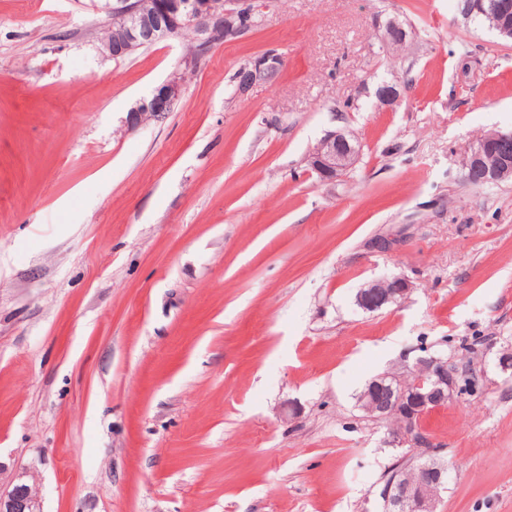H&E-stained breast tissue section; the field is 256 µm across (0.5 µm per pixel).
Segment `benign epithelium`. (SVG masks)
<instances>
[{"label":"benign epithelium","mask_w":512,"mask_h":512,"mask_svg":"<svg viewBox=\"0 0 512 512\" xmlns=\"http://www.w3.org/2000/svg\"><path fill=\"white\" fill-rule=\"evenodd\" d=\"M109 14L118 27L107 25L100 36L102 52L113 60L125 58L143 48L182 37L189 32L197 44L194 54L185 55L182 65L194 70L214 43L233 39L245 30L239 0H110ZM407 31L394 22L382 34L390 47H402ZM283 58L268 51L240 68L235 77L237 91L244 92L260 80L281 69ZM183 81L167 79L154 92L140 99L127 113L125 125L136 130L151 120L172 111L180 99ZM496 157L493 167L485 163V150ZM359 157L357 141L344 133H327L308 155V165L323 181H333L352 168ZM512 177V130L485 134L481 146L474 148L462 164V178L480 187ZM411 282L402 276L373 280L357 295V305L368 312L406 299ZM457 370L441 356L419 360V369L411 377L386 375L371 380L359 398L361 408L379 420L395 418L398 426L388 433V443L399 447H425L428 439L419 430L422 414L440 407L456 394ZM447 467L429 459L418 466L412 481L391 479L383 488L390 512H436L439 491L447 489ZM0 512H43L36 479L30 471L5 476L0 464Z\"/></svg>","instance_id":"benign-epithelium-1"}]
</instances>
